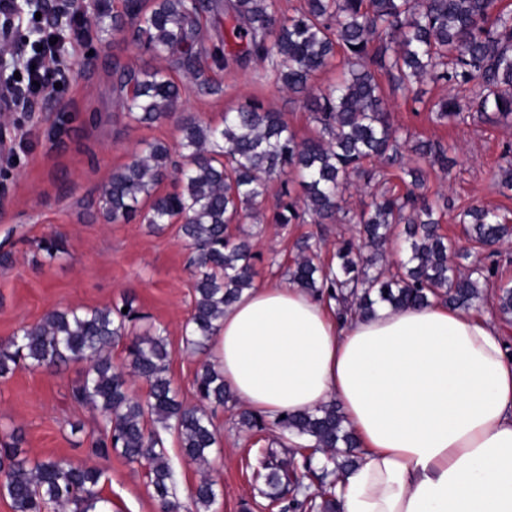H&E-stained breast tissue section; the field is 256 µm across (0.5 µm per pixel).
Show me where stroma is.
<instances>
[{"label":"stroma","mask_w":512,"mask_h":512,"mask_svg":"<svg viewBox=\"0 0 512 512\" xmlns=\"http://www.w3.org/2000/svg\"><path fill=\"white\" fill-rule=\"evenodd\" d=\"M62 38L63 78L38 94L34 109L14 115L6 128L11 151L0 156V255L10 256L7 265H0V340L56 308L104 307L129 298L148 323L165 329L173 351L169 374L184 403L196 404L193 378L206 356L183 346L193 277L179 226L154 231L136 221L108 223L98 206L101 189L142 142L156 139L177 148L181 118L189 113L219 124L226 109L256 98L283 113L299 137L317 136L319 125L300 98L270 77L266 63L253 60L224 70L204 59L191 71L81 17L69 21ZM117 66L170 70L182 88L177 112L150 126L131 122L121 108L124 93L113 74ZM380 82L397 125L448 149L447 168L428 169L426 184L430 197L454 204L443 218L444 234L465 244L456 213L472 204L512 213V196H503L497 185L503 151L512 145V121L473 112L464 122L441 124L432 120L425 102L447 94V84L421 85L422 99L415 102L395 90L388 77ZM279 195V183H272L261 220L248 218L232 228L236 236L250 239L259 285L282 281L281 268L296 257V242L316 230L312 224H274ZM51 234L64 237L68 255L48 263L33 242ZM82 371L79 364L58 372L21 367L0 379V431L21 430L30 458L63 456L101 468L112 512H158L144 467L116 454L88 457L87 439L97 430L98 418L70 397ZM240 408V403H227L215 417L224 444L206 472L219 492L213 512H241L245 502L250 512H272L251 478L255 449L249 432L237 423ZM75 424L80 427L76 433L71 430Z\"/></svg>","instance_id":"stroma-1"}]
</instances>
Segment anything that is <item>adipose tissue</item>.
<instances>
[{
    "label": "adipose tissue",
    "instance_id": "obj_1",
    "mask_svg": "<svg viewBox=\"0 0 512 512\" xmlns=\"http://www.w3.org/2000/svg\"><path fill=\"white\" fill-rule=\"evenodd\" d=\"M213 354L255 412L338 402L363 455L340 512H512V352L490 318L432 301L342 319L328 296L259 286Z\"/></svg>",
    "mask_w": 512,
    "mask_h": 512
}]
</instances>
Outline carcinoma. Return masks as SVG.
Wrapping results in <instances>:
<instances>
[{
  "label": "carcinoma",
  "mask_w": 512,
  "mask_h": 512,
  "mask_svg": "<svg viewBox=\"0 0 512 512\" xmlns=\"http://www.w3.org/2000/svg\"><path fill=\"white\" fill-rule=\"evenodd\" d=\"M206 9L214 5L153 0L147 9L142 0H125V15L98 13L95 23L188 67L204 55L218 67L247 58L266 62L278 83L303 98L320 130L315 138L301 139L281 113L257 102L226 111L221 126L186 115L178 159L166 143L146 141L102 188L99 203L110 223L137 219L161 230L181 220L194 276L186 349H211L224 307L254 286L252 246L232 237L229 228L259 211L275 181L281 186L276 224H322L339 216L360 226L362 245L344 243L327 264L318 262L322 236L301 240L293 266L284 272L311 293L329 291L341 312L367 315L378 299L404 307L435 298L463 311L483 300L498 263L461 270L459 260L470 253L439 233L438 204L416 192L423 170H407L406 192L387 190L357 213L345 208L342 189L353 174L369 182L389 180L388 169L406 150L448 166L443 145L412 143L394 125L380 73L405 93L425 81L447 83L450 93L431 107L441 123L462 122L467 112L512 118V10L497 8V0H304L294 15L279 17L275 0H227L224 39L209 51L202 34ZM340 51L347 71L336 84L314 88V76ZM115 76L126 89L122 108L129 120L151 125L177 109L180 86L168 71L123 69ZM375 159L383 167L364 168ZM169 177L175 190L158 193ZM462 223L468 239L482 247L512 240V224L490 209L470 208ZM398 239L403 255L393 272L384 249ZM36 248L51 261L68 254L58 235L38 241ZM493 300L501 318L511 322L512 285L499 284ZM142 319L128 298L103 308L51 310L0 343V378L21 366L57 370L85 364L71 397L100 419L99 432L88 437V453L107 458L115 452L145 466L160 512H182L165 436L176 437L186 460L209 464L219 447L214 417L235 396L220 367L206 361L193 380L198 404H184L169 375L172 351L163 330L152 326L133 333L132 325ZM120 343L127 359L116 367L112 347ZM135 379L146 383L145 395H133ZM239 424L259 446L253 477L271 506L279 512H337L336 475L357 464L359 444L336 403L272 421L245 408ZM21 443L14 433L0 442V496L10 499L12 512H112L101 469L59 456L32 460ZM217 497L215 483L201 479L189 496L192 512H211Z\"/></svg>",
  "instance_id": "carcinoma-1"
}]
</instances>
